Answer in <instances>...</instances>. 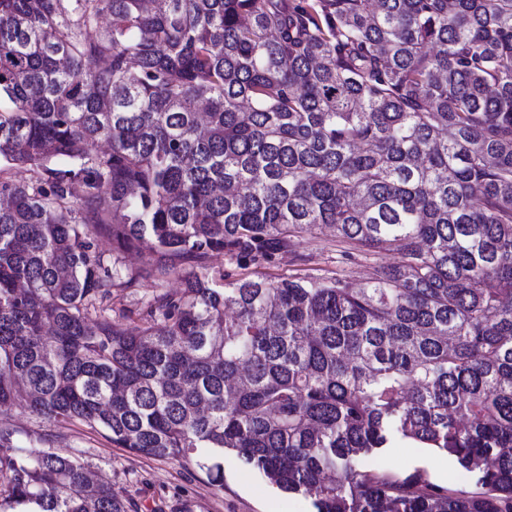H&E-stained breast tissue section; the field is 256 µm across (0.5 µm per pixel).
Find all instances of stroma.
Instances as JSON below:
<instances>
[{"mask_svg":"<svg viewBox=\"0 0 512 512\" xmlns=\"http://www.w3.org/2000/svg\"><path fill=\"white\" fill-rule=\"evenodd\" d=\"M396 260L395 254L383 250L361 254L324 232L298 238L272 262L258 266L243 269L217 253L208 263L233 279L257 274L273 279L297 269H313L356 283L369 278L376 267ZM156 292L152 279L142 277L135 287L113 290L108 306L113 313H125V325L134 328L144 323ZM0 420L18 430V446H28L30 439L42 436L56 451L81 458L111 482L116 493L130 503V512H314L309 498L277 489L231 453L224 456V490L218 493L193 463L135 455L115 447L102 430L78 422L63 426L42 423L10 410L1 413ZM365 464L400 477L421 469L433 482L461 490L471 489L473 484L471 474L453 458L407 440L384 454L368 457Z\"/></svg>","mask_w":512,"mask_h":512,"instance_id":"1","label":"stroma"}]
</instances>
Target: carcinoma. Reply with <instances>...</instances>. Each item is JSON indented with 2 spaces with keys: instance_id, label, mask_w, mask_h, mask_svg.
I'll return each mask as SVG.
<instances>
[{
  "instance_id": "1",
  "label": "carcinoma",
  "mask_w": 512,
  "mask_h": 512,
  "mask_svg": "<svg viewBox=\"0 0 512 512\" xmlns=\"http://www.w3.org/2000/svg\"><path fill=\"white\" fill-rule=\"evenodd\" d=\"M323 228L398 261L207 264ZM130 251L181 282L134 329L89 313ZM0 408L316 512H512V0H0ZM14 434L0 512H128ZM400 437L473 490L361 466Z\"/></svg>"
}]
</instances>
